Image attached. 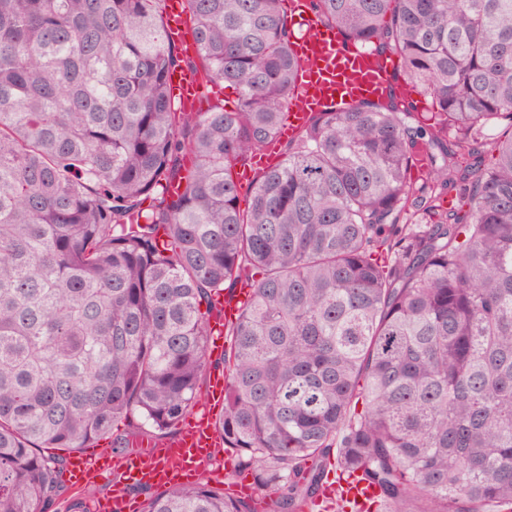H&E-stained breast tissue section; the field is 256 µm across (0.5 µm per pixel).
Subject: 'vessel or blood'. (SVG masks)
Segmentation results:
<instances>
[{
    "instance_id": "vessel-or-blood-1",
    "label": "vessel or blood",
    "mask_w": 512,
    "mask_h": 512,
    "mask_svg": "<svg viewBox=\"0 0 512 512\" xmlns=\"http://www.w3.org/2000/svg\"><path fill=\"white\" fill-rule=\"evenodd\" d=\"M306 0H288L289 12L305 19L306 29L297 36L292 47L297 61L294 99L289 104L279 136L289 139L306 128L310 117L334 106H351L365 100L384 97L392 88L393 64L388 57L373 54L345 44L334 29L320 25L306 14ZM165 34L168 41L185 53H195L196 44L190 36V23L183 0H166ZM171 93L185 112L201 111L209 97L208 85L184 70L168 76ZM279 160L276 145L257 151L250 165L238 168L239 185L253 184L257 174ZM209 318V352H224V325L235 320L239 303L220 294ZM223 441L216 433L210 415L186 423L172 440L154 442L143 439L132 452L112 458L100 449L72 457L68 464L70 481L78 487L95 483L103 472H113L109 495L97 503V512H138L139 505L128 490L134 486L166 487L188 482L200 468L219 463ZM346 498L371 507L377 506V492L364 483L354 481L344 487Z\"/></svg>"
}]
</instances>
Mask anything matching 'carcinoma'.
Wrapping results in <instances>:
<instances>
[{"label": "carcinoma", "instance_id": "obj_1", "mask_svg": "<svg viewBox=\"0 0 512 512\" xmlns=\"http://www.w3.org/2000/svg\"><path fill=\"white\" fill-rule=\"evenodd\" d=\"M185 8L187 63L165 0H0V512L60 497L69 457L43 450L124 454L219 367L215 430L257 497L202 476L142 512H303L330 470L386 512H512V135L488 133L512 128V0H311L436 111L317 113L246 211L233 170L277 137L295 32L280 0ZM183 67L233 107L179 111ZM165 34L167 40L186 54H195L196 44L190 36V23L182 0H167L165 4ZM242 288L244 284H236L233 288L224 291L228 294H235L238 301H245ZM218 294L214 299L215 308L209 318V353L215 357L221 356L224 353V323L234 321L239 313V302L234 298Z\"/></svg>", "mask_w": 512, "mask_h": 512}]
</instances>
